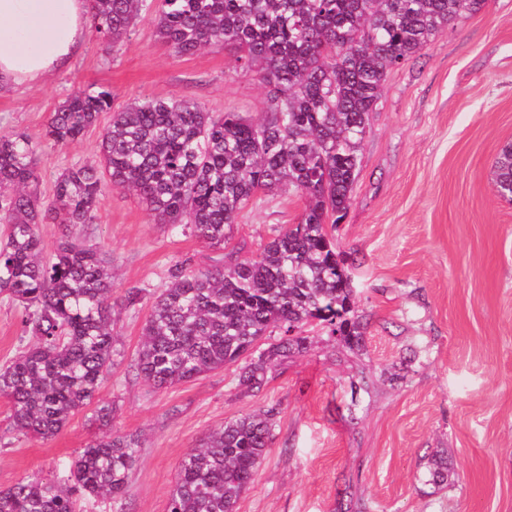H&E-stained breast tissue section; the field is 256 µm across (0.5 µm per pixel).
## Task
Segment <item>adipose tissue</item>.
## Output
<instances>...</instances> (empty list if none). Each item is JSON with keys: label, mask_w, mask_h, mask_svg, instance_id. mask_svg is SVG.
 Segmentation results:
<instances>
[{"label": "adipose tissue", "mask_w": 512, "mask_h": 512, "mask_svg": "<svg viewBox=\"0 0 512 512\" xmlns=\"http://www.w3.org/2000/svg\"><path fill=\"white\" fill-rule=\"evenodd\" d=\"M86 25V0H0V89L66 70Z\"/></svg>", "instance_id": "obj_1"}]
</instances>
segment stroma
<instances>
[{"mask_svg": "<svg viewBox=\"0 0 512 512\" xmlns=\"http://www.w3.org/2000/svg\"><path fill=\"white\" fill-rule=\"evenodd\" d=\"M111 87L116 105L185 98L255 120L266 89L219 46L178 56L143 16L110 47L95 35L70 67L0 91V133L39 141L38 191L50 199L69 165L96 159L98 132L59 149L43 142L51 112L73 89ZM512 143V0H487L393 69L362 145L351 205L337 224L365 346L351 352L313 325L311 344L272 369L265 387L237 388V365L156 391L133 363L152 296L170 269L210 265L213 251L181 226L153 223L131 192L106 194L78 229L114 273V365L96 395L113 403L111 428L143 442L125 512H167L183 454L210 430L275 409L274 439L237 512H512V202L498 197L492 165ZM302 203L285 195L244 209L229 248L255 254ZM21 306L0 295V366L32 342ZM368 375L370 392L351 382ZM92 408L52 440L15 433L0 397V489L62 478L103 430ZM447 449L454 481L426 483L427 458Z\"/></svg>", "mask_w": 512, "mask_h": 512, "instance_id": "35a3bbf8", "label": "stroma"}]
</instances>
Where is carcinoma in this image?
I'll return each instance as SVG.
<instances>
[{
    "mask_svg": "<svg viewBox=\"0 0 512 512\" xmlns=\"http://www.w3.org/2000/svg\"><path fill=\"white\" fill-rule=\"evenodd\" d=\"M485 0H88L92 32L115 45L145 11L158 39L179 56L211 46L233 52L267 88L254 122L189 100L144 98L114 106L112 89H74L51 114L43 140L65 147L111 119L99 159L65 168L52 198L38 195L39 144L0 135V295L23 305L34 342L0 368V396L13 430L49 440L90 405L112 365L113 283L109 261L74 229L92 223L107 188L132 191L156 224H181L205 247L228 243L240 213L261 196H295L297 222L256 254L221 256L210 267L174 265L155 294L135 359L156 390L241 362L237 388L260 389L276 365L308 348L304 328L325 323L349 348L363 315L328 227L351 203L360 150L390 70L418 54L463 10ZM492 180L512 199V146ZM62 234L45 260L39 225ZM281 337L260 347L274 330ZM273 438L271 413L224 422L188 450L167 512H237ZM138 439L106 434L73 459L63 482L22 478L0 490V512H75L76 499L123 498L136 470ZM428 482L448 485V450L427 462Z\"/></svg>",
    "mask_w": 512,
    "mask_h": 512,
    "instance_id": "carcinoma-1",
    "label": "carcinoma"
}]
</instances>
